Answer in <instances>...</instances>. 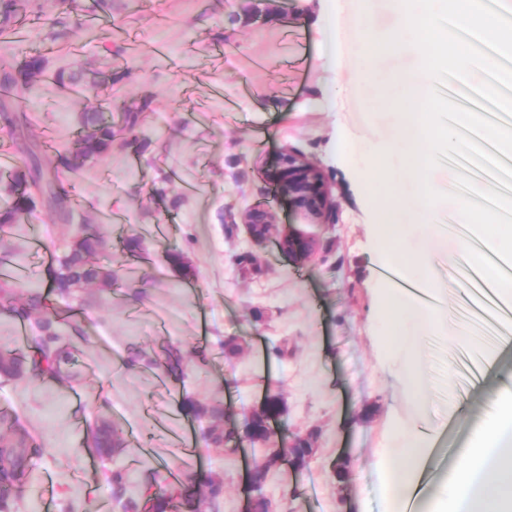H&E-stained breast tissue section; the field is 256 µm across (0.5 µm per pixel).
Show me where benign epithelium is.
<instances>
[{"label":"benign epithelium","mask_w":512,"mask_h":512,"mask_svg":"<svg viewBox=\"0 0 512 512\" xmlns=\"http://www.w3.org/2000/svg\"><path fill=\"white\" fill-rule=\"evenodd\" d=\"M268 178L292 210L310 224H327L332 217L335 203L331 200L328 180L324 170L293 151H282L268 169ZM244 223L252 226L273 227L274 215L261 208H254L244 216ZM277 244L288 259L297 264L311 261L319 253V242L294 224L288 225L278 238ZM273 436L248 439V442L263 447V455L254 465L252 478L265 479L267 473L279 466V448L269 445Z\"/></svg>","instance_id":"7a95c632"}]
</instances>
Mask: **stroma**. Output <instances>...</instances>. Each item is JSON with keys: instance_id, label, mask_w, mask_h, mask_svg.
<instances>
[{"instance_id": "stroma-1", "label": "stroma", "mask_w": 512, "mask_h": 512, "mask_svg": "<svg viewBox=\"0 0 512 512\" xmlns=\"http://www.w3.org/2000/svg\"><path fill=\"white\" fill-rule=\"evenodd\" d=\"M113 0V23L72 31L52 44L43 21L26 22L19 38H0V61L41 54L46 73L20 92L26 134L64 148L94 94L59 86L56 72L92 66L113 71L112 120L139 113V140L115 139L111 153L67 175L77 184L72 223L44 205L0 235V254L35 270L42 253H61L78 224L103 227L112 239L116 286H89L58 303V333L70 354L64 372L43 377L0 374V437L28 466L20 490L0 499V512H137L145 495L170 488L168 469L182 473L197 512H249L246 488L255 450L209 445V420L195 421V464L175 441L190 420L187 402L243 421L266 391L287 403L286 433L316 430L317 452L304 470L281 465L263 491L283 498L282 512H389L387 464L406 427L444 431L469 425L476 413L458 376L443 377L440 347L456 351L451 330L415 337L402 349L381 313L377 267L379 223L388 202L362 191L364 153L394 133L396 90L361 83L359 28L397 23L389 0ZM339 12L342 43L324 24ZM229 49V57L216 47ZM359 85L342 108L316 106L322 92ZM292 150L327 174L336 203L329 224L307 225L318 256L298 266L273 242L251 239L243 217L270 193L266 163ZM142 249L129 260V236ZM189 261L181 274L167 250ZM25 293L0 298V350L25 355L42 338L39 314L17 338L15 308ZM80 314L74 334L66 311ZM241 350L224 352L226 337ZM287 344L285 357L272 348ZM182 370L163 372L169 351ZM414 356L423 378L410 388L403 367ZM424 395L415 410V395ZM119 442L94 446L98 424ZM155 433L144 449L140 432ZM348 457L351 475L338 488L330 466ZM222 483L209 493L205 478Z\"/></svg>"}]
</instances>
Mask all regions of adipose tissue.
<instances>
[{
	"instance_id": "obj_1",
	"label": "adipose tissue",
	"mask_w": 512,
	"mask_h": 512,
	"mask_svg": "<svg viewBox=\"0 0 512 512\" xmlns=\"http://www.w3.org/2000/svg\"><path fill=\"white\" fill-rule=\"evenodd\" d=\"M429 439L420 430L405 429L401 447L390 450L394 460L391 497L400 502L427 455ZM428 512H512V389L504 388L496 414L476 422L470 443L445 474Z\"/></svg>"
}]
</instances>
